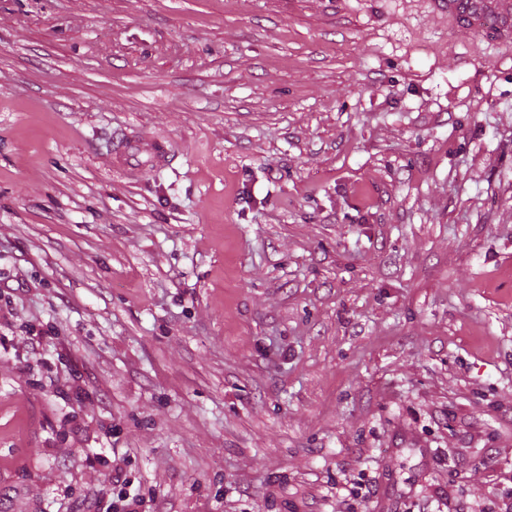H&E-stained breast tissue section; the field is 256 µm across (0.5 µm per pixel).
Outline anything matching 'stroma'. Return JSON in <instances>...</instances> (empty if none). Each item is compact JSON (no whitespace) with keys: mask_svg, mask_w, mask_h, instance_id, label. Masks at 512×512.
Instances as JSON below:
<instances>
[{"mask_svg":"<svg viewBox=\"0 0 512 512\" xmlns=\"http://www.w3.org/2000/svg\"><path fill=\"white\" fill-rule=\"evenodd\" d=\"M166 139L163 170L115 139ZM0 512L512 502V45L433 0H0ZM171 151L165 141L155 138H126L115 143L112 164L136 175L143 169H164L169 165Z\"/></svg>","mask_w":512,"mask_h":512,"instance_id":"obj_1","label":"stroma"}]
</instances>
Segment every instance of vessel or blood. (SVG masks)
I'll return each mask as SVG.
<instances>
[{"label": "vessel or blood", "mask_w": 512, "mask_h": 512, "mask_svg": "<svg viewBox=\"0 0 512 512\" xmlns=\"http://www.w3.org/2000/svg\"><path fill=\"white\" fill-rule=\"evenodd\" d=\"M434 4L447 13L453 25L466 29L482 27L491 41L512 43V0H434ZM170 158L165 141L148 137L117 141L112 150L113 165L133 175L148 168H166Z\"/></svg>", "instance_id": "1"}]
</instances>
